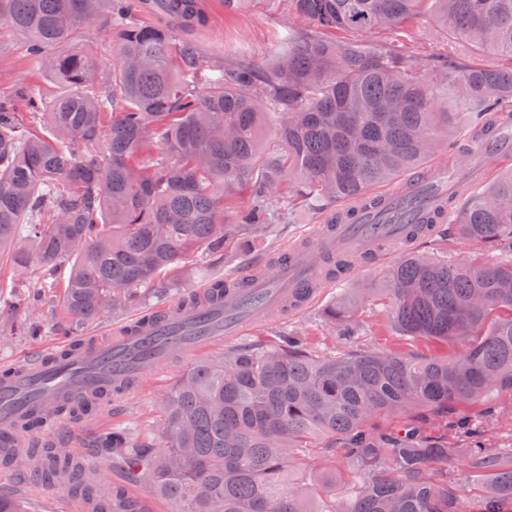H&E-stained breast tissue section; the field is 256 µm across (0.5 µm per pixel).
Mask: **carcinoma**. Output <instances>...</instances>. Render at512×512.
I'll use <instances>...</instances> for the list:
<instances>
[{
    "label": "carcinoma",
    "mask_w": 512,
    "mask_h": 512,
    "mask_svg": "<svg viewBox=\"0 0 512 512\" xmlns=\"http://www.w3.org/2000/svg\"><path fill=\"white\" fill-rule=\"evenodd\" d=\"M287 2L271 60L212 66L183 36L207 22L196 0H0V25L26 34L30 54L67 87L48 112L18 95L42 131L0 101V256L22 272L72 263L57 301L66 319L120 312L141 288L171 291L161 275L199 254L221 256L235 239H267L299 201L381 210L377 189L422 172L464 133L478 144L512 125V66L470 61L473 51L512 60V0ZM100 5L119 34L110 75L93 57L55 53ZM152 7L177 26L140 23ZM425 12L437 42L448 34L442 54L410 42ZM379 30L396 38L363 39ZM429 63L443 67L434 82L423 75ZM267 113L277 123L265 141ZM240 192L248 204L228 212L227 197ZM445 209L469 257L407 248L323 316L353 327L364 299L380 300L403 336L462 351L336 354L298 340L231 348L181 373L144 432L94 438L122 477L106 497L98 471L65 449L27 455L94 512H116L130 487L173 512H512V452L488 447L486 431L460 413L512 394V167L448 197ZM436 228L409 224L403 244ZM310 259L330 277L350 264L324 250ZM231 287L213 280L176 310L222 300ZM399 414L408 421L375 427ZM450 420L466 447L440 434ZM330 458L351 482L339 494L334 476L307 488L315 461ZM455 459L461 482L448 479ZM23 465L0 444V466Z\"/></svg>",
    "instance_id": "1"
}]
</instances>
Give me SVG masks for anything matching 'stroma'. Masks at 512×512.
Returning <instances> with one entry per match:
<instances>
[{"instance_id":"stroma-1","label":"stroma","mask_w":512,"mask_h":512,"mask_svg":"<svg viewBox=\"0 0 512 512\" xmlns=\"http://www.w3.org/2000/svg\"><path fill=\"white\" fill-rule=\"evenodd\" d=\"M215 8L207 12L206 26L192 31L207 60L217 61L224 57L246 54L258 64L270 59L277 44V35L288 23V11L283 0H238L233 9H224V0H213ZM105 16H98L83 31L82 37L74 43L63 45V52L82 51L94 56L103 68H111L114 63L113 44L105 30ZM27 35L0 27V95H11L27 91L53 101L61 95L60 85L52 79L41 62L27 53ZM323 210L306 209L296 212L290 223L277 225L270 240L263 245H255L238 253L235 262L229 263L217 257L204 258L205 276H198L195 263H186L182 269L179 288L185 295H202L208 281L233 275L238 266L257 264L267 253L287 249L294 242L302 240L317 230L326 220ZM400 255L396 246H387L380 254L372 255L358 262V269L349 278L326 284L318 298L296 313L278 316L276 323H262L257 328L243 333L241 342L253 344L267 339L273 331L298 329L307 332L309 339L318 349L330 352L349 350H402L417 354H430V347L418 341H410L392 328L381 305L365 303L360 316L363 327L358 336L345 340L338 336L332 327L321 317L322 310L337 295L347 288H363L377 279ZM20 313L0 307V372L19 366L21 361L31 356H43L54 350L60 337L57 335L56 316H47L42 336L29 338L14 334L13 326L20 321ZM230 341H222L204 356H181L165 365L161 374L150 376L142 381L124 398L113 400L104 414L95 417H82L73 420L64 432L66 448L76 449L78 456L93 458L101 467L102 484L118 482L120 475L113 467L109 456L92 455L88 443L101 429L112 426L133 424L136 429H144L157 415V407L162 393L186 369L198 359L218 360ZM495 403L498 414L494 422H487L483 405H473L465 410L470 421L477 426H487L488 444L505 450L512 448V395H499ZM0 493L21 501L25 512H79L78 500L66 491L41 484L37 477L17 480L12 473L0 478Z\"/></svg>"}]
</instances>
